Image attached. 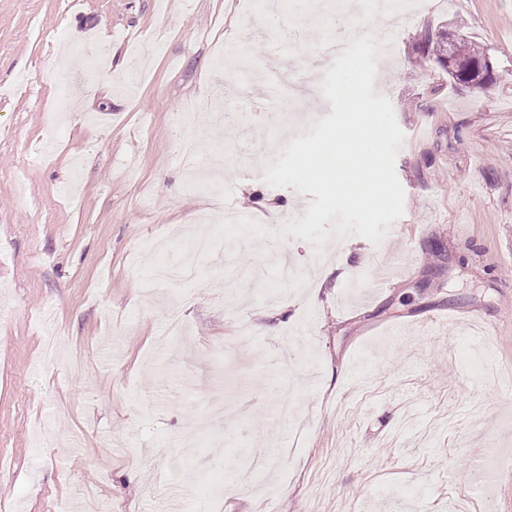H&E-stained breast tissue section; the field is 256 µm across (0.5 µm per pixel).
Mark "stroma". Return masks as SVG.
<instances>
[{
    "label": "stroma",
    "mask_w": 512,
    "mask_h": 512,
    "mask_svg": "<svg viewBox=\"0 0 512 512\" xmlns=\"http://www.w3.org/2000/svg\"><path fill=\"white\" fill-rule=\"evenodd\" d=\"M257 0H0V503L54 512H512V0H402L351 37L394 39L375 93L405 140L403 215L380 243L294 236L312 194L256 166L304 120L230 123L216 184L190 183L181 102L255 112L279 71L323 80V29ZM478 45L477 92L416 50ZM272 234L193 256L210 192ZM227 263L264 265L225 282ZM345 268L337 277L336 268ZM288 395L306 424L278 460ZM443 39V32L435 33L428 29L418 41L417 51L422 55H436L438 62L447 68L448 63L443 61L442 54L448 55V43H443Z\"/></svg>",
    "instance_id": "35a3bbf8"
}]
</instances>
